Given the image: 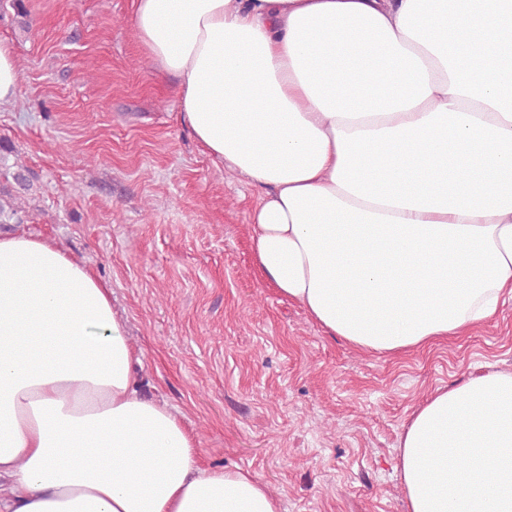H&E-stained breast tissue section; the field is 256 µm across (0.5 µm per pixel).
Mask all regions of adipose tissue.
<instances>
[{
    "label": "adipose tissue",
    "instance_id": "1",
    "mask_svg": "<svg viewBox=\"0 0 512 512\" xmlns=\"http://www.w3.org/2000/svg\"><path fill=\"white\" fill-rule=\"evenodd\" d=\"M133 30L329 335L399 354L512 300V0H134ZM141 364L83 262L0 235V512H280L200 464ZM399 448L406 512H512V375L434 392Z\"/></svg>",
    "mask_w": 512,
    "mask_h": 512
}]
</instances>
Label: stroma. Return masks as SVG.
<instances>
[{
	"label": "stroma",
	"mask_w": 512,
	"mask_h": 512,
	"mask_svg": "<svg viewBox=\"0 0 512 512\" xmlns=\"http://www.w3.org/2000/svg\"><path fill=\"white\" fill-rule=\"evenodd\" d=\"M0 0L19 64L7 163L34 178L21 224L112 290L148 393L210 468L243 469L281 512H404L400 436L434 391L512 374V300L486 325L381 355L330 336L256 270L259 191L196 143L178 80L133 37L132 0Z\"/></svg>",
	"instance_id": "stroma-1"
}]
</instances>
